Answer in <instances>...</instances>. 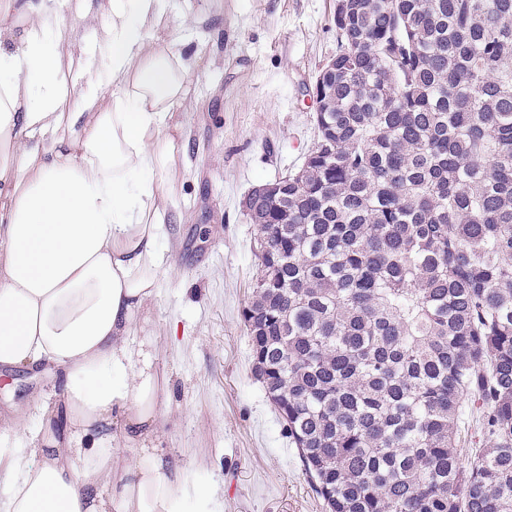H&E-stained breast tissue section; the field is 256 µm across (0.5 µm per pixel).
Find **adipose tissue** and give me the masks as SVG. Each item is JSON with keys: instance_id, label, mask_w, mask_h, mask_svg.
Returning <instances> with one entry per match:
<instances>
[{"instance_id": "obj_1", "label": "adipose tissue", "mask_w": 512, "mask_h": 512, "mask_svg": "<svg viewBox=\"0 0 512 512\" xmlns=\"http://www.w3.org/2000/svg\"><path fill=\"white\" fill-rule=\"evenodd\" d=\"M166 0H106L83 18L103 32L105 70L52 0H0V368L61 369L41 431H0V512H213L200 490L141 448L167 384L133 344L156 295L163 217L182 145L177 115L197 51L155 46ZM83 73L69 86L62 62Z\"/></svg>"}]
</instances>
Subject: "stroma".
Masks as SVG:
<instances>
[{"mask_svg": "<svg viewBox=\"0 0 512 512\" xmlns=\"http://www.w3.org/2000/svg\"><path fill=\"white\" fill-rule=\"evenodd\" d=\"M336 0H168L156 36L198 49L180 113L185 153L175 211L159 242V288L133 338L153 344L168 380L149 439L199 487H223L216 512H325L252 370L242 319L255 278L248 191L299 168L316 140L311 90L336 50ZM196 16L195 26L181 24ZM59 390L49 374H0V414L33 413Z\"/></svg>", "mask_w": 512, "mask_h": 512, "instance_id": "1", "label": "stroma"}]
</instances>
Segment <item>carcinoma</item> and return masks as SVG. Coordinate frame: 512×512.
Listing matches in <instances>:
<instances>
[{
    "label": "carcinoma",
    "mask_w": 512,
    "mask_h": 512,
    "mask_svg": "<svg viewBox=\"0 0 512 512\" xmlns=\"http://www.w3.org/2000/svg\"><path fill=\"white\" fill-rule=\"evenodd\" d=\"M334 26L317 141L250 214L253 370L328 512H512V0Z\"/></svg>",
    "instance_id": "1"
}]
</instances>
